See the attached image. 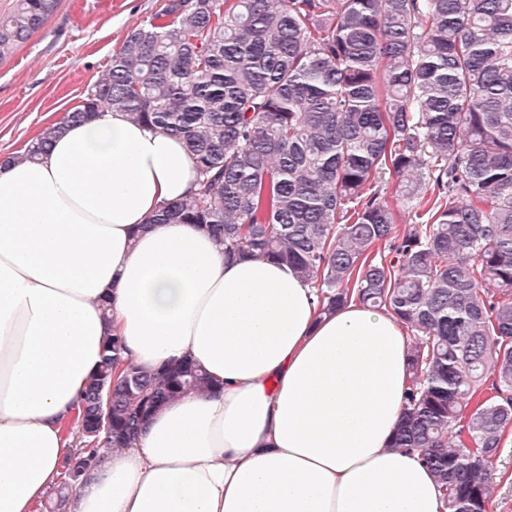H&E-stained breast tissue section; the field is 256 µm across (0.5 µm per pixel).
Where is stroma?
<instances>
[{
  "instance_id": "35a3bbf8",
  "label": "stroma",
  "mask_w": 512,
  "mask_h": 512,
  "mask_svg": "<svg viewBox=\"0 0 512 512\" xmlns=\"http://www.w3.org/2000/svg\"><path fill=\"white\" fill-rule=\"evenodd\" d=\"M167 0H60L46 24L0 61V155L63 118L107 70L135 25Z\"/></svg>"
}]
</instances>
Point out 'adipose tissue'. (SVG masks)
<instances>
[{
    "label": "adipose tissue",
    "instance_id": "adipose-tissue-1",
    "mask_svg": "<svg viewBox=\"0 0 512 512\" xmlns=\"http://www.w3.org/2000/svg\"><path fill=\"white\" fill-rule=\"evenodd\" d=\"M196 181L177 138L104 110L40 161L0 162V512H40L73 452L105 339L212 383L105 451L67 512H445L393 447L411 338L272 261H230L204 229L155 224Z\"/></svg>",
    "mask_w": 512,
    "mask_h": 512
}]
</instances>
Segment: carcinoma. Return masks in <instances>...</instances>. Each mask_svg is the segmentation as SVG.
<instances>
[{
  "label": "carcinoma",
  "mask_w": 512,
  "mask_h": 512,
  "mask_svg": "<svg viewBox=\"0 0 512 512\" xmlns=\"http://www.w3.org/2000/svg\"><path fill=\"white\" fill-rule=\"evenodd\" d=\"M58 3L15 0L0 60ZM102 108L193 160L191 193L150 223L195 224L230 259L291 267L323 313L354 299L411 328L392 447L419 454L448 512H488L512 433V0H169L24 159ZM388 173L412 214L401 235L380 196ZM123 351L108 339L80 401L75 455L91 445L99 464L164 402L210 386L188 361L129 366L93 436ZM73 491L65 471L50 512Z\"/></svg>",
  "instance_id": "carcinoma-1"
}]
</instances>
